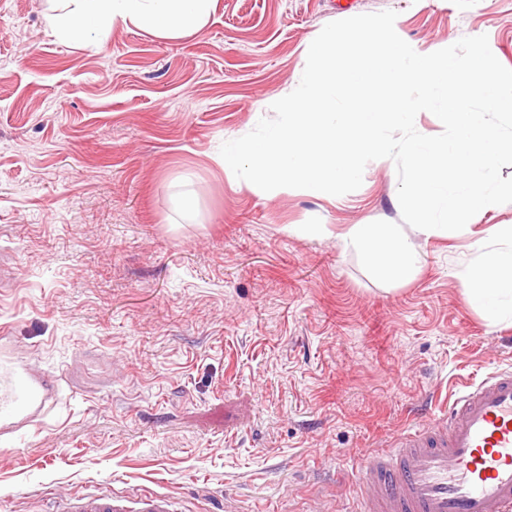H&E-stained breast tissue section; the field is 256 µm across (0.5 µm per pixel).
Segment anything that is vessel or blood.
Segmentation results:
<instances>
[{"label": "vessel or blood", "instance_id": "obj_1", "mask_svg": "<svg viewBox=\"0 0 512 512\" xmlns=\"http://www.w3.org/2000/svg\"><path fill=\"white\" fill-rule=\"evenodd\" d=\"M34 415L42 372L24 375ZM370 491L360 512H512V370L459 392L442 414L391 437L367 456ZM168 494L131 499L117 493L61 496L52 512H176Z\"/></svg>", "mask_w": 512, "mask_h": 512}]
</instances>
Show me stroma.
<instances>
[{"label":"stroma","instance_id":"1","mask_svg":"<svg viewBox=\"0 0 512 512\" xmlns=\"http://www.w3.org/2000/svg\"><path fill=\"white\" fill-rule=\"evenodd\" d=\"M46 8L0 0V362L49 388L0 431V512L102 489L358 512L359 454L512 369V326L463 294L473 239L415 236L400 287L341 249L352 225L401 223L395 167L333 196L248 190L216 159L327 23L393 10L407 43L484 34L512 69V0H215L197 33L119 24L92 49L56 39ZM26 384L29 388L30 397L23 408V413L27 416L34 415L39 408V399L41 390L45 386V375L35 370H27L24 375Z\"/></svg>","mask_w":512,"mask_h":512}]
</instances>
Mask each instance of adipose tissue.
Segmentation results:
<instances>
[{
  "instance_id": "adipose-tissue-1",
  "label": "adipose tissue",
  "mask_w": 512,
  "mask_h": 512,
  "mask_svg": "<svg viewBox=\"0 0 512 512\" xmlns=\"http://www.w3.org/2000/svg\"><path fill=\"white\" fill-rule=\"evenodd\" d=\"M61 11L47 17L54 36L65 42H82L89 30L107 33L118 24L153 30L159 37L176 40L194 34L209 20L213 0H64ZM344 250L357 253L379 277L392 281L411 279L417 255L410 239L397 226L356 224L339 237Z\"/></svg>"
}]
</instances>
